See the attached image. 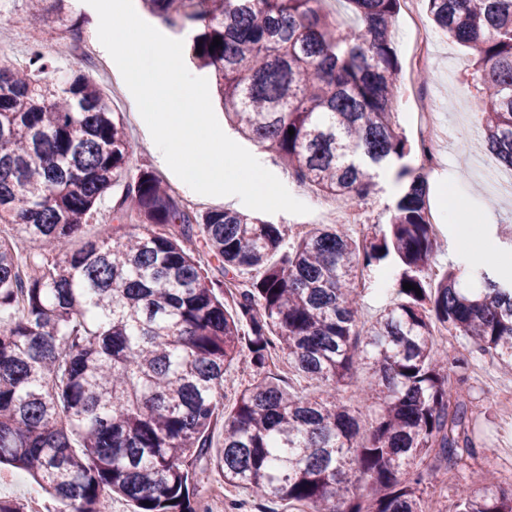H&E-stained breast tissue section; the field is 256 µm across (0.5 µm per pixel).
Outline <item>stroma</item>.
<instances>
[{"instance_id":"stroma-1","label":"stroma","mask_w":512,"mask_h":512,"mask_svg":"<svg viewBox=\"0 0 512 512\" xmlns=\"http://www.w3.org/2000/svg\"><path fill=\"white\" fill-rule=\"evenodd\" d=\"M69 7L74 17L82 22L80 48L89 58L85 72L98 84L113 111L126 112L134 98L126 84L118 81L116 64L99 45L96 11L85 0H69ZM33 27L50 34L53 42L66 39L58 27L53 0H43L42 9L32 22L20 10L1 16L0 47L6 54L0 56V67L8 65L12 58H26L29 30ZM432 51V78L423 83L422 90L428 111L447 127L449 141L439 151L436 169L427 175L429 203L434 209L446 203L453 208L452 218L438 232L440 250L432 265V274L440 276L452 260L461 264L488 259L500 277L510 279L512 247H493L492 239L501 226L512 225V191L505 188L512 172L499 163L483 141L475 92L462 80L471 62L466 48L433 31ZM211 102L223 131L234 141L242 142L262 167L265 181L256 187L252 199L243 208L244 213L286 225L289 239H297L301 230L311 229L318 223L326 196L299 184L274 151L243 140L225 116L219 96H212ZM125 128L131 143L130 172L149 168L177 194L186 195L184 183L170 169L155 162L142 126L129 122ZM361 282V319L370 322L390 304L394 281L375 269L365 273ZM447 352L452 356H470L472 363L483 369V377L469 376L463 385L477 440L495 449L499 468L512 466V424L503 419L499 399L492 391L495 385L512 383V373L502 371L489 355L474 352L468 339L454 338ZM0 497L21 500L27 506L50 499L30 476L6 465L0 466Z\"/></svg>"}]
</instances>
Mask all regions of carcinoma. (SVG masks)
Listing matches in <instances>:
<instances>
[{
    "instance_id": "carcinoma-1",
    "label": "carcinoma",
    "mask_w": 512,
    "mask_h": 512,
    "mask_svg": "<svg viewBox=\"0 0 512 512\" xmlns=\"http://www.w3.org/2000/svg\"><path fill=\"white\" fill-rule=\"evenodd\" d=\"M39 2L0 0V14L19 5L32 15ZM143 2L190 36L224 112L296 180L346 206L375 193L378 169L416 153L393 112L401 0H346L359 20L347 25L327 0ZM56 6L74 51L78 20L66 0ZM427 8L468 50L463 80L487 147L512 169V0ZM129 152L97 85L60 72L42 40L25 64L0 68V224L13 229L0 237V465L27 471L60 512H107L111 492L135 512H205L193 465L222 414L224 484L251 498L306 512H425L421 488L466 470L477 448L460 393L470 362L448 360L434 330L512 371V281L489 262L428 281L438 248L428 182L406 164L386 227L359 239L319 225L284 251L285 225L189 211L151 170L130 174ZM114 186L117 228L133 219L145 232L69 249ZM197 236L221 273L260 272L237 282L231 312L224 282L182 246ZM373 267L395 270V299L365 330L356 278ZM275 350L319 395L267 375ZM243 352L254 378L225 415L226 367ZM359 367V405L337 401ZM457 512H512V484L486 468L467 478Z\"/></svg>"
}]
</instances>
